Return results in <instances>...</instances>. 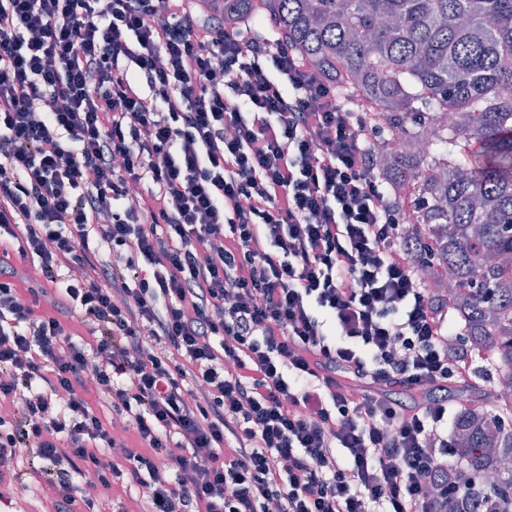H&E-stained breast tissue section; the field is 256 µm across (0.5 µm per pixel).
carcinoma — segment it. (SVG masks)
Returning a JSON list of instances; mask_svg holds the SVG:
<instances>
[{
    "label": "carcinoma",
    "mask_w": 512,
    "mask_h": 512,
    "mask_svg": "<svg viewBox=\"0 0 512 512\" xmlns=\"http://www.w3.org/2000/svg\"><path fill=\"white\" fill-rule=\"evenodd\" d=\"M224 25L284 41L388 139L432 114L466 120L423 153L376 169L386 196L422 201L415 223L452 272L456 332L495 371L499 400L456 411L444 512H512V0H201Z\"/></svg>",
    "instance_id": "obj_1"
}]
</instances>
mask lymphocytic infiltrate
<instances>
[{
	"label": "lymphocytic infiltrate",
	"instance_id": "lymphocytic-infiltrate-1",
	"mask_svg": "<svg viewBox=\"0 0 512 512\" xmlns=\"http://www.w3.org/2000/svg\"><path fill=\"white\" fill-rule=\"evenodd\" d=\"M374 132L192 0H0V231L40 277L0 264V484L24 452L53 512H94L72 471L150 512H438L473 359Z\"/></svg>",
	"mask_w": 512,
	"mask_h": 512
}]
</instances>
